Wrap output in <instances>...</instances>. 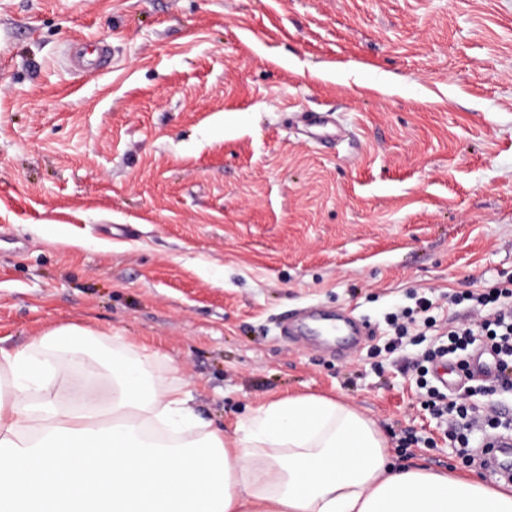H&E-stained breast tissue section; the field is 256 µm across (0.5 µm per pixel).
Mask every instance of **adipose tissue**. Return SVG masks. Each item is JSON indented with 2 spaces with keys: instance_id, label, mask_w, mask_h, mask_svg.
I'll return each instance as SVG.
<instances>
[{
  "instance_id": "obj_1",
  "label": "adipose tissue",
  "mask_w": 512,
  "mask_h": 512,
  "mask_svg": "<svg viewBox=\"0 0 512 512\" xmlns=\"http://www.w3.org/2000/svg\"><path fill=\"white\" fill-rule=\"evenodd\" d=\"M88 336L63 326L0 351V512H512V488L397 463L376 423L333 397L205 429L190 391L148 375L145 346L106 358L100 401L75 380Z\"/></svg>"
}]
</instances>
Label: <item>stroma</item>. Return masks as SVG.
Segmentation results:
<instances>
[{"label": "stroma", "instance_id": "stroma-1", "mask_svg": "<svg viewBox=\"0 0 512 512\" xmlns=\"http://www.w3.org/2000/svg\"><path fill=\"white\" fill-rule=\"evenodd\" d=\"M96 39L108 64L73 70ZM490 288L512 289V0H0V349L83 326L100 398L120 336L212 428L325 395L472 475L410 365ZM309 306L371 335L283 336Z\"/></svg>", "mask_w": 512, "mask_h": 512}]
</instances>
